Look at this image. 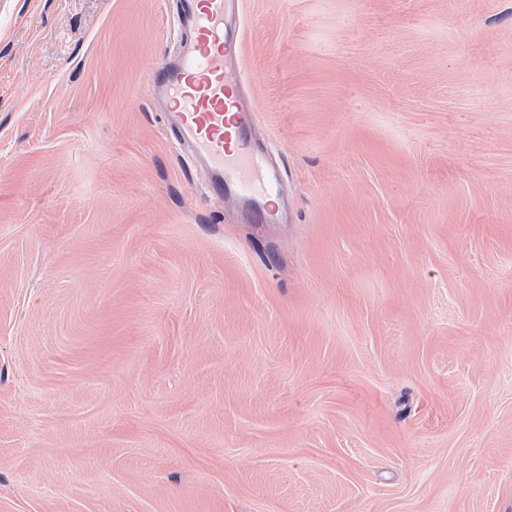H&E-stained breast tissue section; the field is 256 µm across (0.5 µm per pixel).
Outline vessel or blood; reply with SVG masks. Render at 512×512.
<instances>
[{"instance_id":"obj_1","label":"vessel or blood","mask_w":512,"mask_h":512,"mask_svg":"<svg viewBox=\"0 0 512 512\" xmlns=\"http://www.w3.org/2000/svg\"><path fill=\"white\" fill-rule=\"evenodd\" d=\"M181 39L156 74L151 93L165 105L164 124L210 167L213 194L257 202L260 223H273L279 179L257 151L259 117L245 101L241 75L227 66L239 54L241 30L225 24L228 0H176Z\"/></svg>"}]
</instances>
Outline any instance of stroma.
<instances>
[{"instance_id": "obj_1", "label": "stroma", "mask_w": 512, "mask_h": 512, "mask_svg": "<svg viewBox=\"0 0 512 512\" xmlns=\"http://www.w3.org/2000/svg\"><path fill=\"white\" fill-rule=\"evenodd\" d=\"M288 221L149 79L176 0H0V512H512V0H238Z\"/></svg>"}]
</instances>
